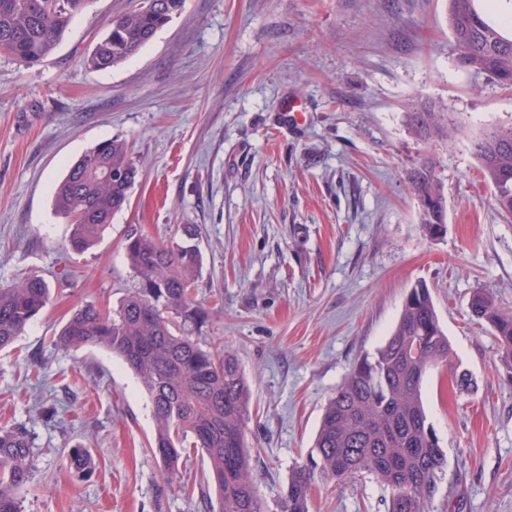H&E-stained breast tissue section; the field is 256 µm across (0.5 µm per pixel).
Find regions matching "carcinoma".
<instances>
[{"label":"carcinoma","mask_w":512,"mask_h":512,"mask_svg":"<svg viewBox=\"0 0 512 512\" xmlns=\"http://www.w3.org/2000/svg\"><path fill=\"white\" fill-rule=\"evenodd\" d=\"M92 0H0V53L32 65L61 43L76 15ZM483 0H448V25L459 66L512 88V28L489 19ZM185 0H150L112 16L106 34L85 58L96 70L118 66L152 40ZM423 139L447 138L448 110L425 105L409 113ZM484 176L493 186L497 210L512 215V124L483 132L473 143ZM138 176L127 143L105 140L87 150L56 184L55 211L69 220V246L91 247L123 209ZM429 233L446 220V197L436 164L425 158L410 172ZM138 286L110 312L90 303L61 328L54 343L63 349L103 347L118 356L149 394L155 431L151 450L177 475L186 442L208 462L207 487L218 512H266L257 497L246 445L245 415L250 389L234 354L211 352L182 331L200 325L207 313L196 304L200 269L196 246H168L138 232L125 239ZM50 284L27 276L0 287V350L13 345L47 305ZM471 316L492 329L497 369L512 375V310L478 290ZM431 291L420 282L408 292L389 339L360 357L326 403L318 434L306 459L290 469L276 512H309L318 484L344 485L367 474L387 493V512H429L447 461L427 422L422 384L428 371L451 359ZM34 448L25 429L0 428V512H21L18 493L33 479ZM79 473L92 470L86 450L67 455Z\"/></svg>","instance_id":"1"}]
</instances>
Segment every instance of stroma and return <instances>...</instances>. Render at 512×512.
<instances>
[{"label": "stroma", "mask_w": 512, "mask_h": 512, "mask_svg": "<svg viewBox=\"0 0 512 512\" xmlns=\"http://www.w3.org/2000/svg\"><path fill=\"white\" fill-rule=\"evenodd\" d=\"M132 0H94L55 51L25 66L0 54V286L26 274L49 305L0 351V426L26 428L34 476L22 512H207L150 449L154 420L137 376L111 352L53 343L73 311L117 307L137 285L134 230L172 245L196 231L203 348L238 358L251 397L255 490L274 512L323 407L356 360L391 335L408 291L431 290L453 349L423 384L447 457L431 512H512V385L472 321L475 290L512 308V217L473 154L512 123V89L456 63L447 0H186L123 64L83 58ZM304 107L289 120L285 101ZM447 108L451 141H422L411 108ZM126 140L139 176L129 203L83 252L53 185L83 152ZM434 158L446 228L430 238L409 174ZM472 387L459 392L456 370ZM93 468L67 466L71 448ZM312 512H386L371 476L315 489Z\"/></svg>", "instance_id": "35a3bbf8"}]
</instances>
